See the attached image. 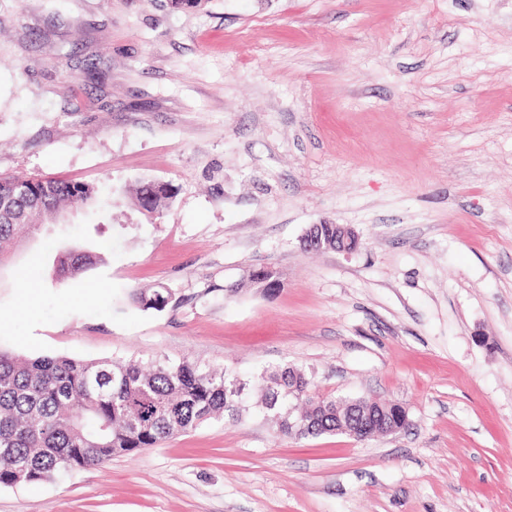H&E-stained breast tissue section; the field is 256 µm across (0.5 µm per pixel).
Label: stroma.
I'll return each mask as SVG.
<instances>
[{
	"instance_id": "35a3bbf8",
	"label": "stroma",
	"mask_w": 512,
	"mask_h": 512,
	"mask_svg": "<svg viewBox=\"0 0 512 512\" xmlns=\"http://www.w3.org/2000/svg\"><path fill=\"white\" fill-rule=\"evenodd\" d=\"M34 175L99 186L71 235L127 230L62 286L25 248L0 348L288 364L409 424L295 439L253 407L0 512H512V0H0V176ZM150 179L177 190L155 219ZM312 224L358 250H305ZM263 266L275 292L225 295ZM160 286L164 311L129 298ZM175 197V190L168 182L148 180L142 181L135 190V202L138 210L145 216L160 214L168 208ZM154 217V216H148ZM322 232V246L316 247L312 250H323V249H333L335 248V238H336V251L337 252H345L351 253L356 250H352L350 245L353 241L356 240L357 244L359 241L358 235L354 231V229L348 225L344 224H321Z\"/></svg>"
}]
</instances>
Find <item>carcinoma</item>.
<instances>
[{"label": "carcinoma", "instance_id": "obj_1", "mask_svg": "<svg viewBox=\"0 0 512 512\" xmlns=\"http://www.w3.org/2000/svg\"><path fill=\"white\" fill-rule=\"evenodd\" d=\"M175 190L168 182L143 181L135 202L143 214L168 208ZM68 207H101L100 190L58 178L0 179V270L14 256L8 247L30 239L35 227L54 223ZM56 257L62 283L100 263L105 254L78 243ZM276 273L259 268L224 289L226 295L272 291ZM133 301L161 312L175 297L170 288H138ZM259 399L284 436L336 433V410L365 403L312 392L314 381L292 366L261 373ZM249 383L224 368L183 359L80 361L63 356L21 358L0 349V485L14 486V465H28L23 484L52 481L83 469H101L116 456L155 447L179 433L223 417L242 420L239 392Z\"/></svg>", "mask_w": 512, "mask_h": 512}]
</instances>
